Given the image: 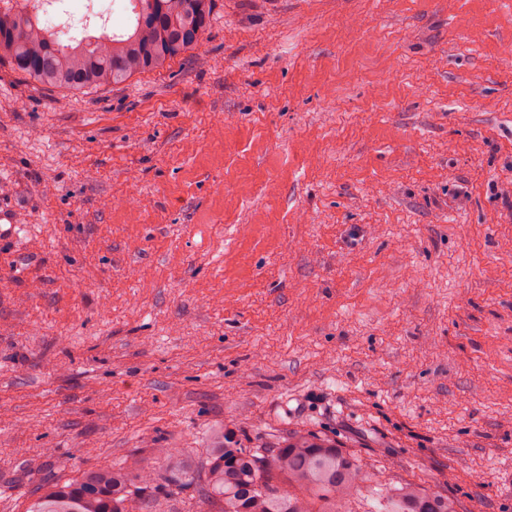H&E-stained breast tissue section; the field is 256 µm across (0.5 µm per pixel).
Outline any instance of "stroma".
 <instances>
[{
	"instance_id": "1",
	"label": "stroma",
	"mask_w": 512,
	"mask_h": 512,
	"mask_svg": "<svg viewBox=\"0 0 512 512\" xmlns=\"http://www.w3.org/2000/svg\"><path fill=\"white\" fill-rule=\"evenodd\" d=\"M12 224L0 512L299 430L512 512V0H217L201 45L83 91L1 63Z\"/></svg>"
}]
</instances>
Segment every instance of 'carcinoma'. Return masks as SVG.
Returning <instances> with one entry per match:
<instances>
[{
	"label": "carcinoma",
	"instance_id": "1",
	"mask_svg": "<svg viewBox=\"0 0 512 512\" xmlns=\"http://www.w3.org/2000/svg\"><path fill=\"white\" fill-rule=\"evenodd\" d=\"M216 0H130L121 31L79 39L48 27L34 0H0V61L42 85L81 90L163 67L198 44ZM165 472L113 465L43 486L27 512H141L148 497L204 479L218 512H460L458 501L414 481L382 480L335 440L295 432L272 446L222 443L202 468L163 448Z\"/></svg>",
	"mask_w": 512,
	"mask_h": 512
}]
</instances>
